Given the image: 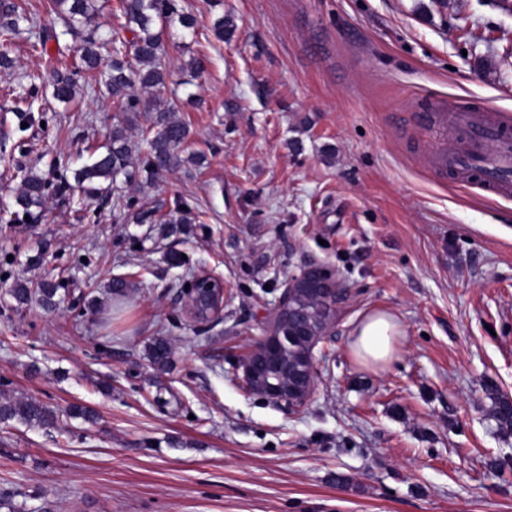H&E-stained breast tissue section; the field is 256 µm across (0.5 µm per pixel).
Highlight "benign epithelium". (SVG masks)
Returning <instances> with one entry per match:
<instances>
[{"label": "benign epithelium", "instance_id": "benign-epithelium-1", "mask_svg": "<svg viewBox=\"0 0 512 512\" xmlns=\"http://www.w3.org/2000/svg\"><path fill=\"white\" fill-rule=\"evenodd\" d=\"M204 284L185 292L187 315L200 325L223 318L225 287L218 277L202 271L193 280ZM302 288L321 303L318 322L310 320L306 310L293 305L296 289ZM349 290L345 283L323 263L310 259L300 273L283 279L262 322V332L239 362L242 380L251 392L286 406L302 409L316 386L315 350L327 336L336 334V320ZM305 346L304 364L288 359V345Z\"/></svg>", "mask_w": 512, "mask_h": 512}]
</instances>
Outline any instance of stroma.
<instances>
[{"label": "stroma", "mask_w": 512, "mask_h": 512, "mask_svg": "<svg viewBox=\"0 0 512 512\" xmlns=\"http://www.w3.org/2000/svg\"><path fill=\"white\" fill-rule=\"evenodd\" d=\"M176 6L196 35L167 31L163 97L204 162L148 193H53L24 213L23 171L102 142L116 110L86 89L19 131L45 60L20 40L0 69V387L96 415L50 431L0 422V492L25 493L29 512H512V431L484 392L512 396V197L430 168L445 129L418 121L437 95L512 110V13L493 0ZM222 14L235 28L220 41ZM179 203L196 221L164 234L157 219ZM310 259L350 298L316 349L314 395L291 412L248 392L238 363L273 285ZM204 268L227 295L201 331L180 290ZM117 276L131 286L113 297ZM43 277L65 282L59 308L17 305L16 283ZM377 310L406 331L381 370L348 348ZM156 338L167 366L149 356Z\"/></svg>", "instance_id": "35a3bbf8"}]
</instances>
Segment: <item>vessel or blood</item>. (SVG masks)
I'll use <instances>...</instances> for the list:
<instances>
[{
  "instance_id": "vessel-or-blood-1",
  "label": "vessel or blood",
  "mask_w": 512,
  "mask_h": 512,
  "mask_svg": "<svg viewBox=\"0 0 512 512\" xmlns=\"http://www.w3.org/2000/svg\"><path fill=\"white\" fill-rule=\"evenodd\" d=\"M427 112L439 116L448 129L428 157L434 168L455 171L464 185L512 194V112L473 107L452 97L433 99Z\"/></svg>"
}]
</instances>
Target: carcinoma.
Masks as SVG:
<instances>
[{"mask_svg":"<svg viewBox=\"0 0 512 512\" xmlns=\"http://www.w3.org/2000/svg\"><path fill=\"white\" fill-rule=\"evenodd\" d=\"M52 11L60 21L62 30L47 27L37 15L18 10L15 5L0 6V68H14V59L8 50L15 39L27 35L41 48L48 42H57V57H64L73 50L80 53L82 69L89 73L100 91L117 104L120 116L106 135L105 141L87 149V156L79 158L72 169V180L60 177L56 183L44 174L29 170L21 179L15 202L24 211L44 205L50 191L64 194L77 188L89 198H104L112 193L119 179L134 183L145 176V184L152 186L156 179L181 167L184 159L181 148L188 137V127L175 116V107L167 106L161 93L169 76L166 49L163 40L164 26H177L187 36L195 26L194 17L178 12L175 0H118L114 25L101 21L105 5L102 0H52ZM64 36L80 37V44H60ZM109 48L110 60L102 63L101 49ZM76 72L56 67L48 83L50 95L58 103L68 105L79 93ZM140 88L141 94L132 93ZM129 112H142L151 126L143 139V155L133 162L127 117ZM163 224H192L191 211L178 206L161 219ZM59 285L44 280L32 290L20 282L11 289L19 305L32 301L47 310L58 302ZM154 364L163 366L169 358V347L162 339L150 346ZM491 401V411L499 427L512 430V404L498 388L488 383L484 387ZM59 413L29 398L0 399V421L18 420L42 429L56 427Z\"/></svg>","mask_w":512,"mask_h":512,"instance_id":"cac0c4a2","label":"carcinoma"}]
</instances>
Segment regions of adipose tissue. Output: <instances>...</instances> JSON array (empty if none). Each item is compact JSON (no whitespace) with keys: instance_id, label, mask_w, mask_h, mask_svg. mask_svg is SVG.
Masks as SVG:
<instances>
[{"instance_id":"1","label":"adipose tissue","mask_w":512,"mask_h":512,"mask_svg":"<svg viewBox=\"0 0 512 512\" xmlns=\"http://www.w3.org/2000/svg\"><path fill=\"white\" fill-rule=\"evenodd\" d=\"M403 336L404 328L395 315L372 312L356 324L349 352L358 364L382 369L397 357Z\"/></svg>"}]
</instances>
